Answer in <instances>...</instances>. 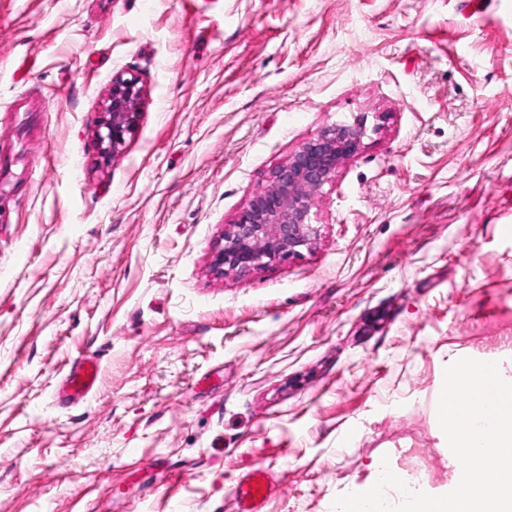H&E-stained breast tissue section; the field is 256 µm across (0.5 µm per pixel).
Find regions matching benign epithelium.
I'll use <instances>...</instances> for the list:
<instances>
[{"label":"benign epithelium","instance_id":"obj_1","mask_svg":"<svg viewBox=\"0 0 512 512\" xmlns=\"http://www.w3.org/2000/svg\"><path fill=\"white\" fill-rule=\"evenodd\" d=\"M138 79L117 77L107 97L96 138L102 158L117 153L133 133L141 112ZM364 118L322 130L272 174L214 248L211 271L218 276L246 275L309 249L318 236L312 222L315 195L331 182L339 164L360 148Z\"/></svg>","mask_w":512,"mask_h":512}]
</instances>
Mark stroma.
Returning <instances> with one entry per match:
<instances>
[{"label":"stroma","instance_id":"35a3bbf8","mask_svg":"<svg viewBox=\"0 0 512 512\" xmlns=\"http://www.w3.org/2000/svg\"><path fill=\"white\" fill-rule=\"evenodd\" d=\"M142 114L103 160L115 76ZM0 512H332L419 448L452 491L445 368L512 379V0H0ZM379 118L300 256L210 263L275 169ZM80 356L84 401L55 387ZM101 379V364L93 357H79L69 367L63 387V397L70 402L84 400L97 389ZM273 489L272 481L264 471L245 475L235 486L232 494L235 512H261V508Z\"/></svg>","mask_w":512,"mask_h":512}]
</instances>
